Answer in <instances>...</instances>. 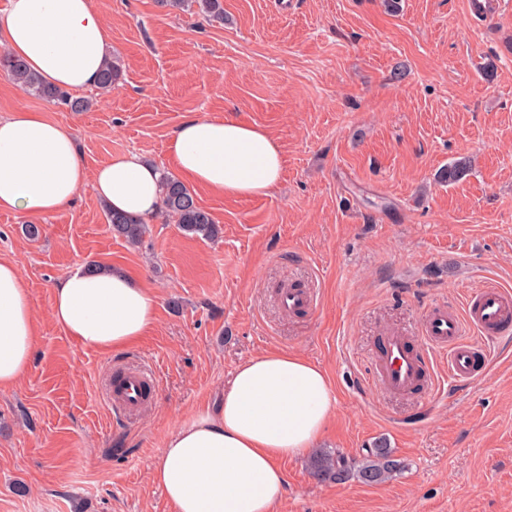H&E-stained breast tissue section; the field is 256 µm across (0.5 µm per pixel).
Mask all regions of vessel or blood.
I'll return each instance as SVG.
<instances>
[{
	"mask_svg": "<svg viewBox=\"0 0 512 512\" xmlns=\"http://www.w3.org/2000/svg\"><path fill=\"white\" fill-rule=\"evenodd\" d=\"M316 295L310 288H285L279 295L282 310L295 313L314 308ZM464 313L438 304L423 314L417 336L391 334L381 337L374 350L375 384L394 394L427 397L434 389L431 351L445 354L444 368L452 385L474 380L479 371L476 354L480 342L512 336V290L496 284L476 287L464 298ZM473 328L479 343L464 341L466 328ZM151 371L138 368L126 373L115 400L125 410L135 411L141 389Z\"/></svg>",
	"mask_w": 512,
	"mask_h": 512,
	"instance_id": "b4317fda",
	"label": "vessel or blood"
}]
</instances>
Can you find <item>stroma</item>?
<instances>
[{"mask_svg":"<svg viewBox=\"0 0 512 512\" xmlns=\"http://www.w3.org/2000/svg\"><path fill=\"white\" fill-rule=\"evenodd\" d=\"M468 17L465 0H223V22L158 0H94L123 76L89 88L85 112L23 92L0 71V116L16 105L71 127L96 168L135 152L175 174L166 144L191 115L265 128L285 157L266 196L192 193L222 232L184 235L157 215L140 244L113 234L92 190L43 216L0 212V255L30 291L40 345L0 392V512H174L150 481L169 432L215 400L235 368L282 350L321 366L336 399L318 448L359 460L380 440L400 472L378 485L321 482L288 458L279 512H512V339L478 378L426 399L376 389L371 348L415 335L435 303L512 288V0ZM494 73L485 76L486 63ZM466 156L462 181L441 182ZM38 224V238L22 227ZM91 263L155 288V326L99 352L52 322L54 283ZM315 288L288 314L279 291ZM153 369L135 415L109 404L118 366Z\"/></svg>","mask_w":512,"mask_h":512,"instance_id":"obj_1","label":"stroma"}]
</instances>
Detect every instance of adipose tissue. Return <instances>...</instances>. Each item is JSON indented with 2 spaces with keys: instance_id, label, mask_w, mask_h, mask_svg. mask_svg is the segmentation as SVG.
I'll use <instances>...</instances> for the list:
<instances>
[{
  "instance_id": "obj_1",
  "label": "adipose tissue",
  "mask_w": 512,
  "mask_h": 512,
  "mask_svg": "<svg viewBox=\"0 0 512 512\" xmlns=\"http://www.w3.org/2000/svg\"><path fill=\"white\" fill-rule=\"evenodd\" d=\"M111 33L91 0H7L0 43L45 82L97 86ZM168 154L192 185L224 196H265L285 159L266 129L235 118L186 117ZM160 174L134 152L87 170L73 130L23 106L0 117V210L54 213L84 189L116 210L147 219L161 204ZM153 289L121 271L76 268L53 286L52 319L85 348H129L156 320ZM39 330L18 263L0 257V391L29 373ZM334 407L325 371L284 351L238 366L230 387L168 435L151 471L174 512H277L287 494L282 460L315 444Z\"/></svg>"
}]
</instances>
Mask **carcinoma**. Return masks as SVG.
I'll use <instances>...</instances> for the list:
<instances>
[{"label":"carcinoma","instance_id":"1","mask_svg":"<svg viewBox=\"0 0 512 512\" xmlns=\"http://www.w3.org/2000/svg\"><path fill=\"white\" fill-rule=\"evenodd\" d=\"M164 7L184 9L192 3L218 19H224L222 0H159ZM0 68L5 70L14 83L24 92L39 96L48 101H65L67 94L63 90L51 86L33 73L26 63L3 51L0 53ZM121 78L119 65L108 58L100 73L98 89L110 93ZM471 170V161L460 158L444 169L441 179L452 185L461 181ZM161 195L163 208L178 224L179 230L185 234L214 238L219 234L211 214L201 208L188 187L178 178L164 174L161 176ZM108 224L112 232L130 243H137L147 232V225L133 215L107 211ZM313 475L323 482L344 483L352 479L367 485L383 483L400 471V464L393 459L392 449L381 441L360 460H348L340 454L319 452L310 460Z\"/></svg>","mask_w":512,"mask_h":512}]
</instances>
